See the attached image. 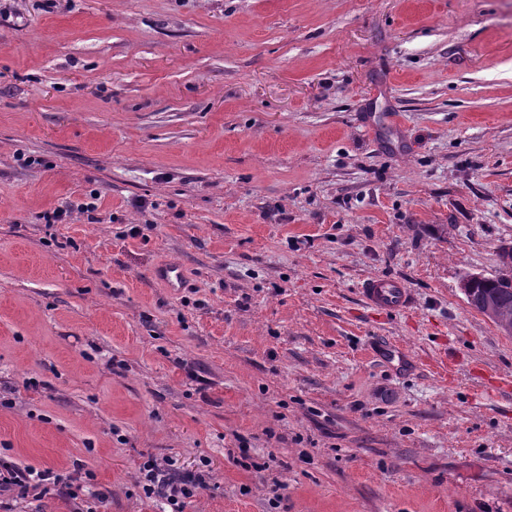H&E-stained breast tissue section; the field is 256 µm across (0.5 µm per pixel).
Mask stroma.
<instances>
[{"instance_id": "1", "label": "stroma", "mask_w": 512, "mask_h": 512, "mask_svg": "<svg viewBox=\"0 0 512 512\" xmlns=\"http://www.w3.org/2000/svg\"><path fill=\"white\" fill-rule=\"evenodd\" d=\"M510 244L512 0H0V458L103 512H512ZM156 279L161 280L172 292H179L185 284V273L180 264L165 263L154 271ZM490 295H495L502 302L512 305V288H500L495 276L488 277L475 287L472 302H474L477 307L481 299ZM360 294L368 308L385 314L403 312L413 303L409 288L395 279L367 280L362 284ZM480 313L485 316L504 336H512V314L508 313L495 297L486 298L480 303ZM165 465L171 466V463ZM157 459L148 457L138 464V487L146 498L159 497L170 510L167 512H185L186 507L207 487L206 473L209 467L207 459H201L193 471L181 472L175 479L167 478V466Z\"/></svg>"}]
</instances>
